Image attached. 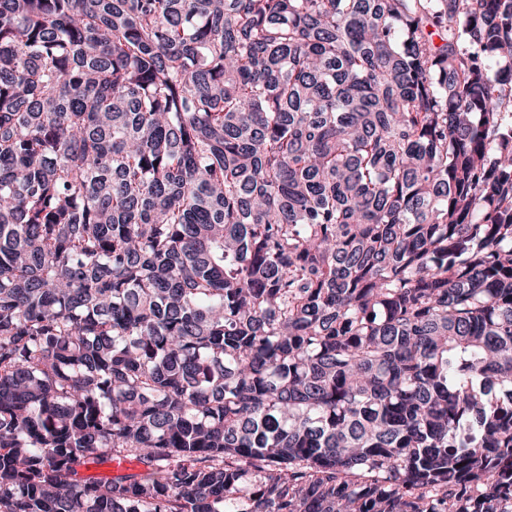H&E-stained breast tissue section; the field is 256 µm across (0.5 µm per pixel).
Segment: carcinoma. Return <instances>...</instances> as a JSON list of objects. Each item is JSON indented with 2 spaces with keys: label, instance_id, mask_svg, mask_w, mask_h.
Instances as JSON below:
<instances>
[{
  "label": "carcinoma",
  "instance_id": "1",
  "mask_svg": "<svg viewBox=\"0 0 512 512\" xmlns=\"http://www.w3.org/2000/svg\"><path fill=\"white\" fill-rule=\"evenodd\" d=\"M0 512H512V0H0Z\"/></svg>",
  "mask_w": 512,
  "mask_h": 512
}]
</instances>
